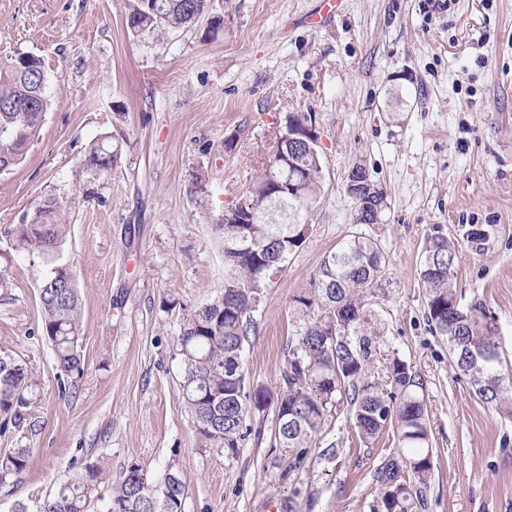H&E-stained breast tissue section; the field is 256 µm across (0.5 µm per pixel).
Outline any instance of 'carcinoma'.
<instances>
[{
	"mask_svg": "<svg viewBox=\"0 0 512 512\" xmlns=\"http://www.w3.org/2000/svg\"><path fill=\"white\" fill-rule=\"evenodd\" d=\"M207 0H135L125 16L134 36L195 25ZM47 77L32 53L0 58V127L12 130L0 139V172L16 165L39 138L47 111ZM308 124L306 115L289 112L280 125L277 148L249 187V195L224 211V286L209 303L188 314L178 336L181 361L180 395L193 417L199 446L237 451L250 428L252 410H262L271 396L245 382L243 343L255 330L251 313L265 289L280 276L289 256L307 238V215L321 191L319 146L292 134ZM120 156V145L105 137L82 160L94 176L109 172ZM353 223L378 224L387 208L386 192L371 183V193L355 195ZM66 208L46 198L11 230L17 248L49 257L57 254L67 235ZM458 250L448 238H428L419 265V285L426 300L429 330L448 346V355L481 402L512 417V366L499 351L496 317L481 302L460 305L452 278ZM384 256L374 238L362 234L344 239L326 255L304 294L295 302L302 312L295 337L288 341L285 388L277 396L275 440L288 451L306 448L321 432L336 396L353 410L360 437L369 441L389 427L396 429L405 449L402 462L389 459L374 471L381 490L382 512H418L432 461L423 381L398 357L386 364L387 380H369L380 335L368 328L367 294L378 284ZM41 329L52 345L59 376L82 371L79 350L81 302L75 276L57 265L39 288ZM30 382L25 360L0 355V414L19 426L28 401ZM33 449L12 448L0 454V482L20 475ZM413 481L401 479L403 471ZM101 469L60 483L58 490L35 503L19 501L14 512H88ZM106 512H182L184 484L170 468L159 481L138 464L125 468L113 482Z\"/></svg>",
	"mask_w": 512,
	"mask_h": 512,
	"instance_id": "cac0c4a2",
	"label": "carcinoma"
}]
</instances>
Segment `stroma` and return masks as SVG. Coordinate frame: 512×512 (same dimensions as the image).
Listing matches in <instances>:
<instances>
[{"mask_svg":"<svg viewBox=\"0 0 512 512\" xmlns=\"http://www.w3.org/2000/svg\"><path fill=\"white\" fill-rule=\"evenodd\" d=\"M127 10V0H0V57L40 56L49 100L39 139L0 173V354L31 371L29 417L0 431V453L34 450L0 483V512L53 494L86 465L116 478L132 463L158 478L176 468L182 512H270L273 502L279 512H381L373 473L400 459L398 437L363 442L346 400L298 456L275 447L271 406L248 416L236 452L200 447L179 395L183 320L224 283V211L243 200L289 112L314 119L322 188L305 243L253 314L248 387H283L301 319L294 298L323 257L348 235L377 239L374 374L396 356L424 380V512H512V419L460 378L427 326L418 282L426 240H454L457 294L494 312L512 362V0H338L332 10L326 0H209L205 18L160 37L132 36ZM104 136L121 155L95 177L80 160ZM357 164L388 194L381 223L352 220L345 177ZM48 197L68 204L59 261L82 304L83 372L66 394L41 330L51 265L9 232ZM474 226L484 241L470 240Z\"/></svg>","mask_w":512,"mask_h":512,"instance_id":"obj_1","label":"stroma"}]
</instances>
